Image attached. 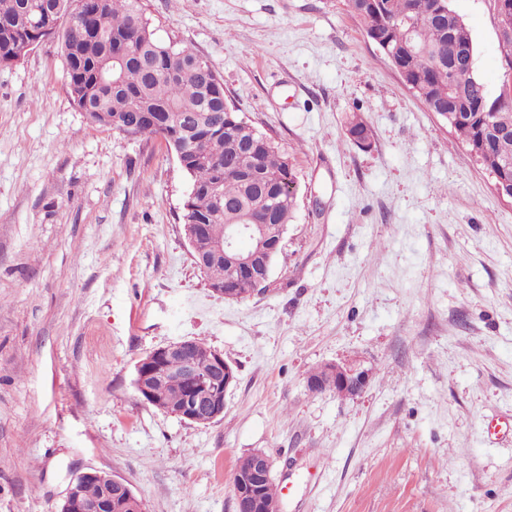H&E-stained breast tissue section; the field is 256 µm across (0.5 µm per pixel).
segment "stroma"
<instances>
[{"label": "stroma", "instance_id": "35a3bbf8", "mask_svg": "<svg viewBox=\"0 0 512 512\" xmlns=\"http://www.w3.org/2000/svg\"><path fill=\"white\" fill-rule=\"evenodd\" d=\"M208 59L298 181L266 292L214 294L160 139L92 123L56 39L0 66V512H57L89 468L143 512H236L255 451L282 512H512V201L415 96L345 0H141ZM491 96L512 89L493 0H452ZM371 144L346 137L352 116ZM180 339L237 374L202 425L146 404ZM328 363L371 372L313 392ZM322 371L333 382L325 385V390H332L336 395L352 396L360 393L368 385L370 373L355 364H328Z\"/></svg>", "mask_w": 512, "mask_h": 512}]
</instances>
